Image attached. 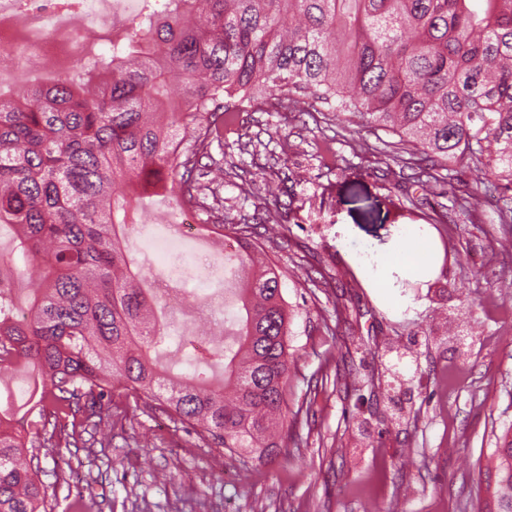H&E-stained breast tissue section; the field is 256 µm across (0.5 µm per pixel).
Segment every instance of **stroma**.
<instances>
[{"mask_svg":"<svg viewBox=\"0 0 512 512\" xmlns=\"http://www.w3.org/2000/svg\"><path fill=\"white\" fill-rule=\"evenodd\" d=\"M245 105L224 130L225 221L273 200L293 313L291 376L273 460L209 448L196 428L112 393V445L50 449L42 465L53 512L75 496L89 512H497L495 458L512 444V224L497 221L480 172L463 176L477 223L414 185L421 146L315 105ZM287 156V168L276 163ZM184 207L158 188L132 219L160 235ZM431 239L436 272L371 287L361 251L392 253L406 226ZM127 238L164 270L148 237ZM202 280L160 304L174 332L201 333Z\"/></svg>","mask_w":512,"mask_h":512,"instance_id":"1","label":"stroma"}]
</instances>
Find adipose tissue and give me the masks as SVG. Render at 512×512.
<instances>
[{"label": "adipose tissue", "mask_w": 512, "mask_h": 512, "mask_svg": "<svg viewBox=\"0 0 512 512\" xmlns=\"http://www.w3.org/2000/svg\"><path fill=\"white\" fill-rule=\"evenodd\" d=\"M434 268V253L429 239L414 227L406 228L401 245L393 258L380 262L378 270L369 272L374 287H389L393 272L410 278L427 276Z\"/></svg>", "instance_id": "1"}]
</instances>
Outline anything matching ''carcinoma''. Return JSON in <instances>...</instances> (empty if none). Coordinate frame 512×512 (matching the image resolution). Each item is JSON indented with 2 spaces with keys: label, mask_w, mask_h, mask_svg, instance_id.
I'll return each mask as SVG.
<instances>
[{
  "label": "carcinoma",
  "mask_w": 512,
  "mask_h": 512,
  "mask_svg": "<svg viewBox=\"0 0 512 512\" xmlns=\"http://www.w3.org/2000/svg\"><path fill=\"white\" fill-rule=\"evenodd\" d=\"M139 21L97 54L80 81L63 74L0 96V227L15 230L39 282L26 301L0 297V376L28 374L26 406L0 411V512H53L40 448L112 445L121 386L205 445L272 457L288 411L292 318L280 273L261 266L237 288L235 346L206 358L177 344L191 374L153 357L167 337L156 293L126 250L139 190L170 188L233 233L205 202L224 185V124L244 103L288 91L331 112L418 141L433 170L493 176L512 224V0H143ZM184 80L165 95L169 74ZM217 361L214 383L201 371ZM19 422L22 429L14 427ZM498 499L512 512V447L499 450Z\"/></svg>",
  "instance_id": "obj_1"
}]
</instances>
